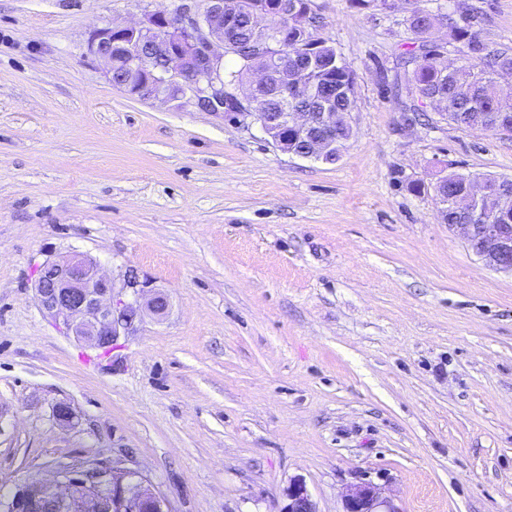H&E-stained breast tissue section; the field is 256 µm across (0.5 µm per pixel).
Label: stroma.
<instances>
[{"label":"stroma","mask_w":512,"mask_h":512,"mask_svg":"<svg viewBox=\"0 0 512 512\" xmlns=\"http://www.w3.org/2000/svg\"><path fill=\"white\" fill-rule=\"evenodd\" d=\"M180 3L0 0V492L100 456L170 512H280L298 478L319 512L366 480L401 512H512V276L409 189L512 177V139L390 92L408 0H313L356 74L334 163L113 87L90 31ZM420 3L478 8L512 50V0ZM74 252L166 293L167 316L106 352L67 336L34 283Z\"/></svg>","instance_id":"35a3bbf8"}]
</instances>
